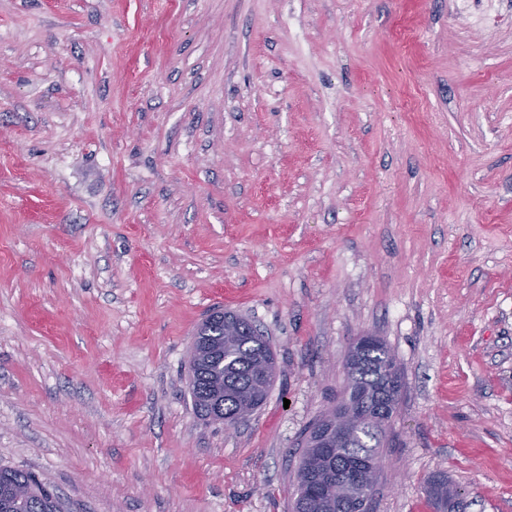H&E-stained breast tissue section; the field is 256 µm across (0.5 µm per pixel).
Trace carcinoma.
I'll use <instances>...</instances> for the list:
<instances>
[{"label": "carcinoma", "instance_id": "obj_1", "mask_svg": "<svg viewBox=\"0 0 512 512\" xmlns=\"http://www.w3.org/2000/svg\"><path fill=\"white\" fill-rule=\"evenodd\" d=\"M193 343L216 345L208 361L189 362V392L194 410L224 426L239 424L244 403L256 411L266 402L276 374L275 355L262 332L250 321L233 313L217 311L196 329ZM343 396H358L356 420L348 438L336 442L322 458L314 447L316 424H311L309 447L304 449L296 475L294 512H351L358 503L367 512V492L375 488L380 468L354 473L358 461L380 460L382 447L398 411L404 377L387 344L378 339L360 360L346 358ZM425 492L435 512H463L458 492L448 476L434 474L425 482ZM54 493L32 473L0 467V512H58Z\"/></svg>", "mask_w": 512, "mask_h": 512}]
</instances>
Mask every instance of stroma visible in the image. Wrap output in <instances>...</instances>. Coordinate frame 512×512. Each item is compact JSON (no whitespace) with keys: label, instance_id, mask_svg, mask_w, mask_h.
Wrapping results in <instances>:
<instances>
[{"label":"stroma","instance_id":"35a3bbf8","mask_svg":"<svg viewBox=\"0 0 512 512\" xmlns=\"http://www.w3.org/2000/svg\"><path fill=\"white\" fill-rule=\"evenodd\" d=\"M277 377L195 415L213 308ZM374 512H512V0H0V466L60 512H291L349 346ZM345 367L347 382L337 406L344 405L346 396H362L356 397L359 406L355 423L349 437L336 441V446L320 459V448L313 447L319 419L305 430H311V448H304L297 470L295 512H350L355 502L365 512V502L372 501L367 492H374L379 478L378 448L386 440L392 413L398 411L404 377L390 348L379 337L359 361L352 357L350 347ZM364 458L376 460L378 467L372 473L362 471L353 478L357 462ZM329 484L336 485V491L325 492ZM310 491L313 493L309 494ZM425 492L436 512L464 511L458 492L448 483V475L439 473L428 477Z\"/></svg>","mask_w":512,"mask_h":512}]
</instances>
